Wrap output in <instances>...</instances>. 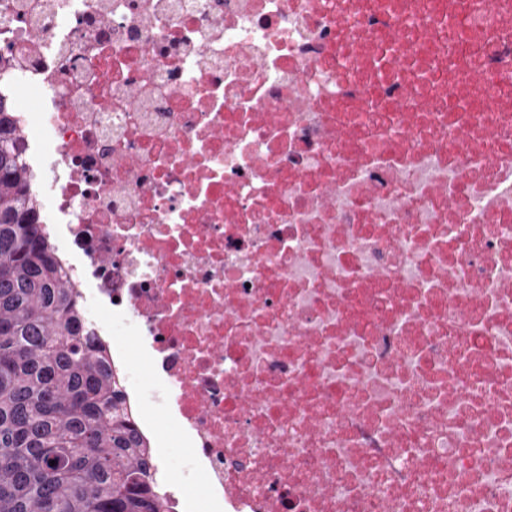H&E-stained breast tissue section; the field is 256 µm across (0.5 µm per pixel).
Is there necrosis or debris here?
<instances>
[{"label": "necrosis or debris", "mask_w": 512, "mask_h": 512, "mask_svg": "<svg viewBox=\"0 0 512 512\" xmlns=\"http://www.w3.org/2000/svg\"><path fill=\"white\" fill-rule=\"evenodd\" d=\"M172 512H512V0H0V96Z\"/></svg>", "instance_id": "1"}]
</instances>
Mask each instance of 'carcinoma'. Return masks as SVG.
I'll return each mask as SVG.
<instances>
[{
    "label": "carcinoma",
    "instance_id": "cac0c4a2",
    "mask_svg": "<svg viewBox=\"0 0 512 512\" xmlns=\"http://www.w3.org/2000/svg\"><path fill=\"white\" fill-rule=\"evenodd\" d=\"M0 121V512H170Z\"/></svg>",
    "mask_w": 512,
    "mask_h": 512
}]
</instances>
